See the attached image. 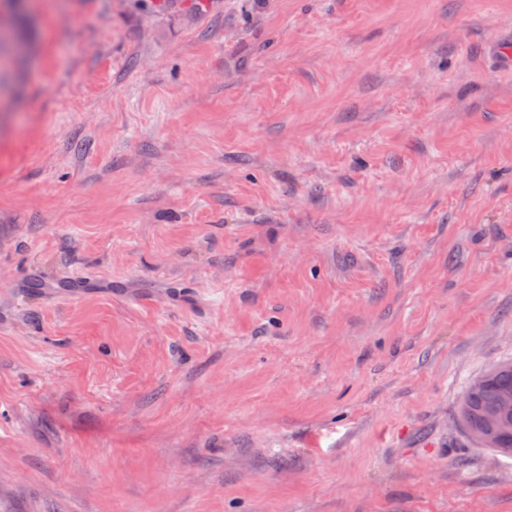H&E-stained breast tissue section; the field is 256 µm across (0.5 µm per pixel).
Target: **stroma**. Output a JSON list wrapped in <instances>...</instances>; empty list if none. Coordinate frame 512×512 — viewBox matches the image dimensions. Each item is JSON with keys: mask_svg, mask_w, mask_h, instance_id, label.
<instances>
[{"mask_svg": "<svg viewBox=\"0 0 512 512\" xmlns=\"http://www.w3.org/2000/svg\"><path fill=\"white\" fill-rule=\"evenodd\" d=\"M41 2L0 47V512H512L454 419L512 360V0Z\"/></svg>", "mask_w": 512, "mask_h": 512, "instance_id": "obj_1", "label": "stroma"}]
</instances>
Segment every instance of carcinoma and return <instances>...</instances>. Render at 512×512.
Masks as SVG:
<instances>
[{
  "instance_id": "carcinoma-1",
  "label": "carcinoma",
  "mask_w": 512,
  "mask_h": 512,
  "mask_svg": "<svg viewBox=\"0 0 512 512\" xmlns=\"http://www.w3.org/2000/svg\"><path fill=\"white\" fill-rule=\"evenodd\" d=\"M512 394V362H503L467 385L456 413L459 424L474 442L512 457V434L494 430L489 416L502 392Z\"/></svg>"
}]
</instances>
